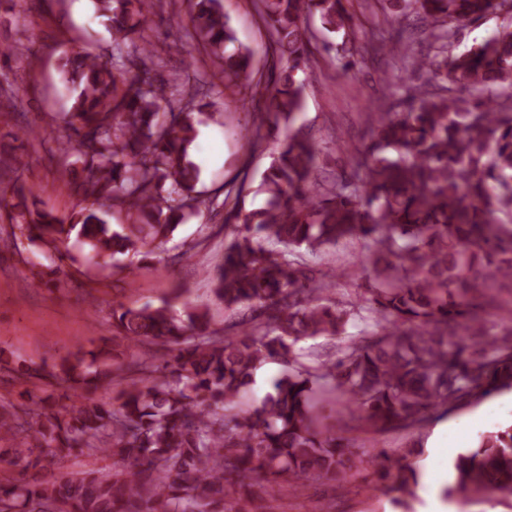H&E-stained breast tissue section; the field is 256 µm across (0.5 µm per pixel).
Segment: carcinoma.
I'll return each mask as SVG.
<instances>
[{
  "instance_id": "1",
  "label": "carcinoma",
  "mask_w": 512,
  "mask_h": 512,
  "mask_svg": "<svg viewBox=\"0 0 512 512\" xmlns=\"http://www.w3.org/2000/svg\"><path fill=\"white\" fill-rule=\"evenodd\" d=\"M386 21L413 19L433 52L409 60L403 36H368L349 0H260L272 35L270 79L261 94L266 135L285 129L265 170L259 209L236 191L203 198L188 147L214 116L216 84L185 71L169 84L145 32L151 0H94L107 19V54L61 53L58 70L76 96L60 151L76 156L73 184L88 204L73 224L32 209L33 187L0 192L10 230L5 248L41 249L37 277L58 281L61 247L76 235L87 254L135 276L133 259L154 254L201 207L224 211V256L208 275L235 320L210 327L206 305L175 301L112 309V363L79 348L52 369L0 350V379L21 390L0 404V512H248L281 482L346 481L362 460L348 440L317 424L314 384L341 398L350 420L379 431L409 428L436 409L512 387V331L489 337L485 314L512 288V24L475 49L448 55L468 22L512 15V0H376ZM342 35L338 61L372 52L395 59L369 138L355 148L353 178L319 179L321 147L297 125L304 107L312 30ZM190 22L224 85L249 79L253 55L237 43L220 0H190ZM264 135V136H266ZM255 129L251 140H264ZM128 223L111 224L112 208ZM369 242L371 273L359 303L336 296V270L301 262L346 239ZM78 262L75 256H69ZM366 312V341L342 337ZM337 340L341 358L299 361L308 339ZM269 360L287 370L255 406L232 412ZM125 381L114 406L90 396ZM58 395L70 404L56 410ZM112 457V469L38 480L31 472L75 453ZM373 488L414 512L418 475L407 457L377 452ZM443 492L457 502L512 495V423L479 436L454 458Z\"/></svg>"
}]
</instances>
